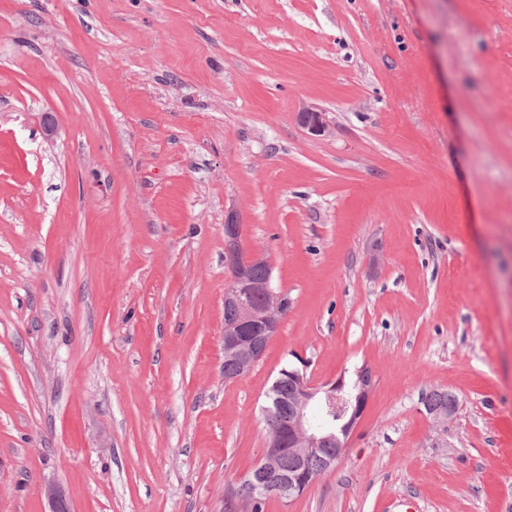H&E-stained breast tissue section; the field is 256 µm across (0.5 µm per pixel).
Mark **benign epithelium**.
<instances>
[{
    "label": "benign epithelium",
    "instance_id": "7a95c632",
    "mask_svg": "<svg viewBox=\"0 0 512 512\" xmlns=\"http://www.w3.org/2000/svg\"><path fill=\"white\" fill-rule=\"evenodd\" d=\"M302 127L314 136L327 130L322 113L308 108L299 113ZM224 263L231 270V279L224 289V357L237 365L232 378L251 372L263 356L269 341L279 331L289 306L288 293L273 286L272 271L260 254L246 251L241 242L237 214L229 212L224 224ZM267 269L266 276L257 279L254 269ZM293 380L291 395L293 412L282 421V431L269 437L261 458L245 477L256 490L270 486L282 490L288 497H297L305 491L302 465L311 454L322 460V472H327L346 452L348 436L360 420L369 399L372 384L357 382L354 405L340 404L346 386L344 376L315 383L307 376V364L288 372ZM301 462V466L283 474L279 468L283 454ZM51 512H70L63 492L50 486L46 490Z\"/></svg>",
    "mask_w": 512,
    "mask_h": 512
}]
</instances>
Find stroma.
Returning a JSON list of instances; mask_svg holds the SVG:
<instances>
[{
    "mask_svg": "<svg viewBox=\"0 0 512 512\" xmlns=\"http://www.w3.org/2000/svg\"><path fill=\"white\" fill-rule=\"evenodd\" d=\"M231 211L291 304L228 381ZM300 358L373 389L265 512H512V0H0V512H243ZM454 396L448 392L443 391H433L427 394L423 399V404L425 409L428 411V406H445L448 405V407H438L429 409V414L433 417L440 419V418H447L449 415L452 414V412L455 409V404H448L452 401Z\"/></svg>",
    "mask_w": 512,
    "mask_h": 512,
    "instance_id": "1",
    "label": "stroma"
}]
</instances>
